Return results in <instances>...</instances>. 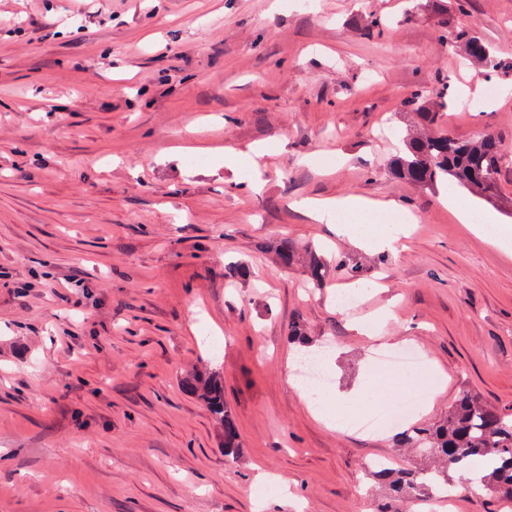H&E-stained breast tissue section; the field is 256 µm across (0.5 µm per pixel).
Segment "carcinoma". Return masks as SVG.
Wrapping results in <instances>:
<instances>
[{"label": "carcinoma", "mask_w": 512, "mask_h": 512, "mask_svg": "<svg viewBox=\"0 0 512 512\" xmlns=\"http://www.w3.org/2000/svg\"><path fill=\"white\" fill-rule=\"evenodd\" d=\"M449 47L464 58L498 70L512 63L494 56L488 45L473 32L459 29L446 39ZM434 91H420L410 100L419 125L408 130L403 149L393 157L390 168L402 180L421 187L451 182L480 199L492 198L497 190L506 157L501 137L485 131L460 141L437 130L444 112L454 104L447 81L438 80ZM279 261L291 266L300 259L297 246L286 238L275 246ZM307 272L314 287L325 284V266L315 250H306ZM183 385L214 417L224 436V455L234 456L244 447L232 410L224 402V385L214 372L186 374ZM397 446L412 450L421 463L395 468L370 466L375 484L384 492L378 512H407L408 504L448 488L452 474L469 468L475 460L487 465L477 484L484 490L512 501V413L485 402L468 389L459 391L448 407V415L433 424L412 425L396 437Z\"/></svg>", "instance_id": "carcinoma-1"}]
</instances>
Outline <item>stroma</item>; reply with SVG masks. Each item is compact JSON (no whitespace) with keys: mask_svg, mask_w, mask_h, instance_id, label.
<instances>
[{"mask_svg":"<svg viewBox=\"0 0 512 512\" xmlns=\"http://www.w3.org/2000/svg\"><path fill=\"white\" fill-rule=\"evenodd\" d=\"M459 26L512 61V0H0V512H377L367 465L397 458L398 429L311 417L288 379L295 320L342 390L380 376L375 350H419L411 424L465 388L512 412V242L441 202L512 225V72L442 121L503 137L496 203L389 170L412 94L485 74L449 52ZM261 147L259 171L225 167ZM349 194L411 212L398 250L295 206ZM283 237L320 249L324 288L269 250ZM205 364L238 456L182 385ZM454 478V512H512ZM442 202L448 203V206L453 208L461 223L476 224L478 229L493 242H507L510 238L512 241V226L496 224L494 217L491 215H485L479 221L480 216L478 214H474L475 221H479L478 223H475L473 221L472 212L467 207L459 204L455 198L445 196L443 197Z\"/></svg>","mask_w":512,"mask_h":512,"instance_id":"obj_1","label":"stroma"}]
</instances>
